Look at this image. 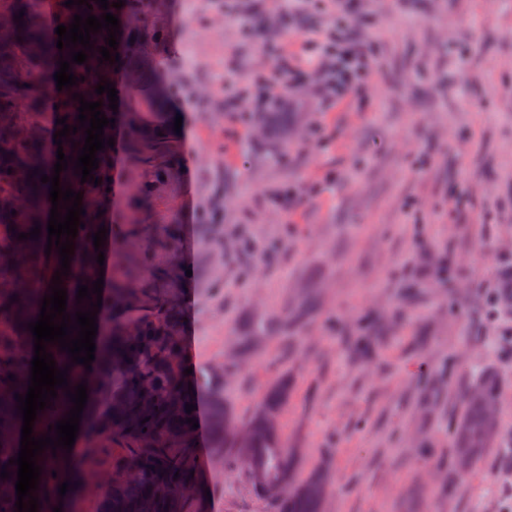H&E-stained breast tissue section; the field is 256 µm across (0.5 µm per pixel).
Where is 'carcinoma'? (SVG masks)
Segmentation results:
<instances>
[{
  "label": "carcinoma",
  "mask_w": 512,
  "mask_h": 512,
  "mask_svg": "<svg viewBox=\"0 0 512 512\" xmlns=\"http://www.w3.org/2000/svg\"><path fill=\"white\" fill-rule=\"evenodd\" d=\"M65 0H54L56 24L69 25L82 10ZM91 14L101 17L110 12L119 21L146 24L152 13L150 0H125L123 7L99 8L96 0ZM39 0H0V470L12 472L11 478L0 479V512H17L15 507L17 466L8 464L19 453L22 419L17 414L15 394H26L34 343L27 323L40 311L41 300L49 293L54 272L60 269L56 248L45 254L47 222L52 208L50 183L40 182L41 175H51L54 165L39 158L36 148L45 136L42 105L57 101L56 117H67L66 124L77 126L80 104L67 98L68 89H56V82L42 76L59 69L57 61L71 60L70 49L47 44L40 14ZM24 11L23 26L14 15ZM107 31L91 34L94 48L87 62L70 64L75 76L85 77L77 86L87 88L85 100L102 102L108 107L107 94L95 93L97 83L123 78L121 122L125 129V152L133 170L153 169L151 179L136 177L128 192L138 205L137 210L120 216L127 240L111 256L112 322L111 333L97 345L91 371L76 364L68 371L69 386L86 381L91 412L85 418L83 434L91 437L97 448L115 444L119 452L112 456L108 470L109 486L97 493L99 512H184L191 501L178 492L182 485L200 487L195 470L194 429L186 418V404L196 403L197 392L188 391L195 382L187 375L183 359L181 293L178 266L169 259L168 245L148 269L140 265L135 244L143 238L160 235L162 223L149 220L147 209L154 205L163 189L170 185L173 146L166 135V95L157 73L165 38L154 29L141 34L128 28L117 36L120 63L99 62V47L105 45ZM262 124L268 130L266 144L277 150L288 137L287 112H263ZM76 147H71V143ZM84 145V129L62 138L63 153L77 156ZM111 148L96 153L99 168L92 175L101 184L84 183L82 205L85 227L78 228L74 239V255L70 272L61 277L67 290L66 312L87 310L90 301L76 303L78 286L92 285L100 269L96 262L92 226L110 213L107 159ZM38 170L27 181L32 170ZM40 222L37 239L19 240L17 234L27 233ZM17 301L10 302L12 297ZM307 304L293 318L283 314L276 320L246 319L239 326L238 344L244 353L253 343L279 331L297 329L314 313ZM16 376V381L8 375ZM212 392L208 404L210 447L227 456L231 463L246 469L248 475L259 470L267 481L284 484L281 495L271 497L279 503L280 512H322L329 491L323 469H311L301 481L294 480L298 464L297 452L288 448L282 432H272L263 425L267 415H280L288 405L291 386L283 378L269 385L262 399L244 423L251 431L249 447L238 448L228 436L230 420L236 412L225 393V374H211ZM502 380L492 367L478 370L462 393L460 414L451 425V449L448 460V489L464 486L479 469L490 451L508 447L501 441L500 404ZM54 406L37 415L43 430L55 425L72 407L65 390L58 389ZM41 458L42 475L39 488H58L63 482L75 483L76 466L61 455H52L46 448ZM57 477H52V473Z\"/></svg>",
  "instance_id": "obj_1"
}]
</instances>
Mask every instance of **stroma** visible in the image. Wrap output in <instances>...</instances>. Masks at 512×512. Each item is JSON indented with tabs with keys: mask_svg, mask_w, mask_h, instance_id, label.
Wrapping results in <instances>:
<instances>
[{
	"mask_svg": "<svg viewBox=\"0 0 512 512\" xmlns=\"http://www.w3.org/2000/svg\"><path fill=\"white\" fill-rule=\"evenodd\" d=\"M287 0H165L168 80L179 177L161 215L191 260L185 356L197 370L232 366L239 420L289 375L281 426L298 476L329 472L323 512H512L502 481L512 460L491 451L448 488L450 425L474 368L503 380L502 434L512 438V353L494 347L485 294L512 275V0H360L352 33L371 51L362 90L318 107L319 76L288 92V163L263 152L253 117L227 109L217 70L248 84L270 66L316 55L323 30L287 17ZM114 221L132 172L123 127L112 130ZM298 192L292 210L276 193ZM238 242L227 261L220 238ZM318 314L248 359L237 328L250 317ZM381 322L367 357L346 338L361 316ZM425 344H418V337ZM206 497L185 512H277L242 467L195 448Z\"/></svg>",
	"mask_w": 512,
	"mask_h": 512,
	"instance_id": "35a3bbf8",
	"label": "stroma"
}]
</instances>
